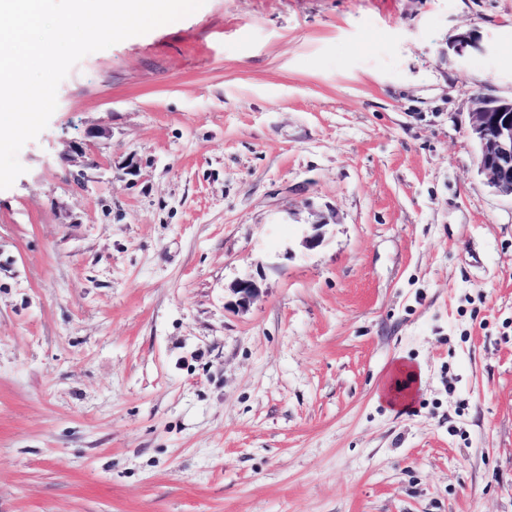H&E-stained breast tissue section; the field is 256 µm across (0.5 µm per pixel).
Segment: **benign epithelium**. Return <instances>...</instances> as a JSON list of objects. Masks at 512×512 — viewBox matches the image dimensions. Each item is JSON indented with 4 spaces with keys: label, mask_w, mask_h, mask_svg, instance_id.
Listing matches in <instances>:
<instances>
[{
    "label": "benign epithelium",
    "mask_w": 512,
    "mask_h": 512,
    "mask_svg": "<svg viewBox=\"0 0 512 512\" xmlns=\"http://www.w3.org/2000/svg\"><path fill=\"white\" fill-rule=\"evenodd\" d=\"M469 136L479 148V170L499 194L512 197V98L480 97ZM258 291L252 280L237 282L234 292L245 304Z\"/></svg>",
    "instance_id": "1"
}]
</instances>
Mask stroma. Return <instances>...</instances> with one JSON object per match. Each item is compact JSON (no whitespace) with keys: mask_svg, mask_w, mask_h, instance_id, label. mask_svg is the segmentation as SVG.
<instances>
[{"mask_svg":"<svg viewBox=\"0 0 512 512\" xmlns=\"http://www.w3.org/2000/svg\"><path fill=\"white\" fill-rule=\"evenodd\" d=\"M482 96L512 0H206L76 63L0 190V512H512Z\"/></svg>","mask_w":512,"mask_h":512,"instance_id":"stroma-1","label":"stroma"}]
</instances>
